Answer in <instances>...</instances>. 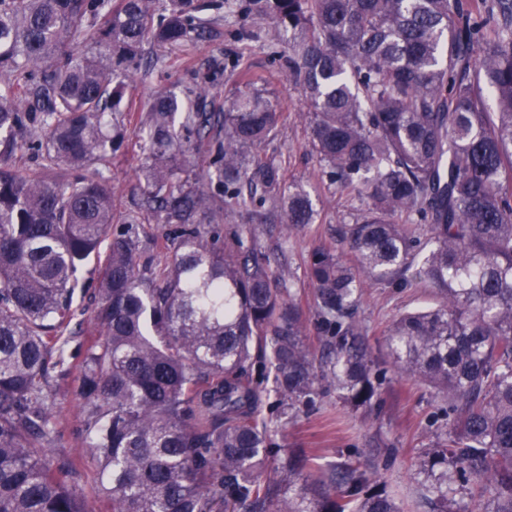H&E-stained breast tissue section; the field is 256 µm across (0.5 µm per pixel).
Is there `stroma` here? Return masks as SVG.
Masks as SVG:
<instances>
[{
	"instance_id": "1",
	"label": "stroma",
	"mask_w": 512,
	"mask_h": 512,
	"mask_svg": "<svg viewBox=\"0 0 512 512\" xmlns=\"http://www.w3.org/2000/svg\"><path fill=\"white\" fill-rule=\"evenodd\" d=\"M191 0L211 32L194 41L189 51L177 48L156 50L146 47L147 56H158L157 64L142 69L133 78L121 104L124 139L112 156L107 173L121 208H128L133 173L144 162L145 152L138 117L158 92L183 87L205 79L213 84L219 99L231 101L239 76L235 59H243L250 74L268 80L286 112L273 140L261 152L279 165L287 179H309L317 161L309 146L307 107L299 92L280 79L279 47L271 43L266 28L245 20L241 8L245 0ZM318 218L303 232L289 239L286 246L290 269L302 292L301 305L310 309V285L305 276V261L320 245H336L335 228L352 221L359 204L339 196L329 183H322L314 195ZM432 293L418 283L410 288L367 285L361 312L369 329L373 349H381L382 329L402 312L431 304ZM443 402L434 388L388 375L378 405L372 411L353 410L327 391L312 408L286 409L276 405L274 396L263 399V414L274 440L287 448H302L314 455L319 465L360 460L365 469L386 483L402 512H430L423 496L428 481L416 474L415 464L422 452L435 448L448 437L450 420L442 413Z\"/></svg>"
}]
</instances>
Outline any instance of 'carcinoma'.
Returning a JSON list of instances; mask_svg holds the SVG:
<instances>
[{"mask_svg":"<svg viewBox=\"0 0 512 512\" xmlns=\"http://www.w3.org/2000/svg\"><path fill=\"white\" fill-rule=\"evenodd\" d=\"M154 3L0 0V512H95L100 494L111 512H400L359 463L325 480L305 452L277 446L253 375L260 365L290 408L326 388L373 408L385 370L360 316L367 281L423 283L436 299L383 335L394 372L448 401V440L419 465L441 512L458 482L484 512H512V0L244 6L283 44L321 176L364 203L337 229L346 249L308 256L312 321L279 262L316 222L312 185L261 156L285 112L250 76L227 108L203 83L150 101L138 199L115 219L104 170L128 81L145 46L207 28L189 0L159 14ZM228 218L250 228L223 246L210 225ZM151 223L179 240L163 267L141 262L136 225ZM253 223L278 230L274 245ZM104 243L73 365L77 272ZM63 389L79 456L52 452Z\"/></svg>","mask_w":512,"mask_h":512,"instance_id":"1","label":"carcinoma"}]
</instances>
